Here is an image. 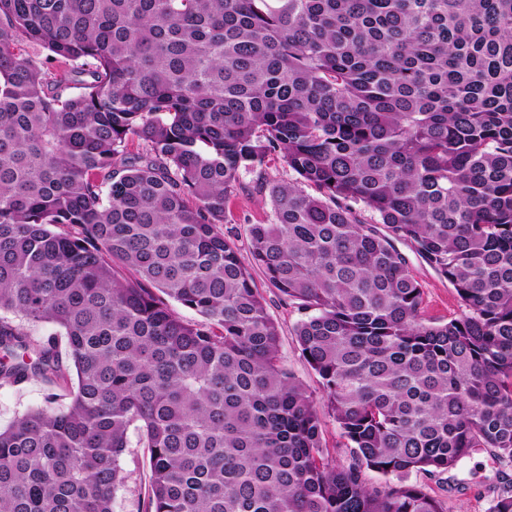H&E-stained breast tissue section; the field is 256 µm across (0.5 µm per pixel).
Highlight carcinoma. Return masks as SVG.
Returning <instances> with one entry per match:
<instances>
[{
    "label": "carcinoma",
    "instance_id": "1",
    "mask_svg": "<svg viewBox=\"0 0 512 512\" xmlns=\"http://www.w3.org/2000/svg\"><path fill=\"white\" fill-rule=\"evenodd\" d=\"M72 371L0 429V512H113L132 429L145 512H448L410 475L512 463V0H0V381ZM227 226L237 227L240 233L238 246L242 258L249 260L248 240L246 228L248 224H262L270 218V206L265 200L264 193L259 192L256 176L243 175L241 187L230 198L226 206ZM396 247L409 257L417 279L424 288L423 297L426 316L432 321L446 323L460 315L462 308L454 288L448 284V281L437 276L406 245L396 243ZM256 280L259 287L263 289L269 314L280 324L281 346L286 363L304 384L314 389L317 387L315 378L305 361L300 357L292 332L294 323L299 318L298 312L283 304L279 300L277 292L264 284L261 276L257 275ZM324 438L326 445L324 451L325 454L328 455L329 459H333L336 463L340 464H346L349 462V450L342 447L343 440L339 437V433L337 432L335 425L329 420V418H326Z\"/></svg>",
    "mask_w": 512,
    "mask_h": 512
}]
</instances>
